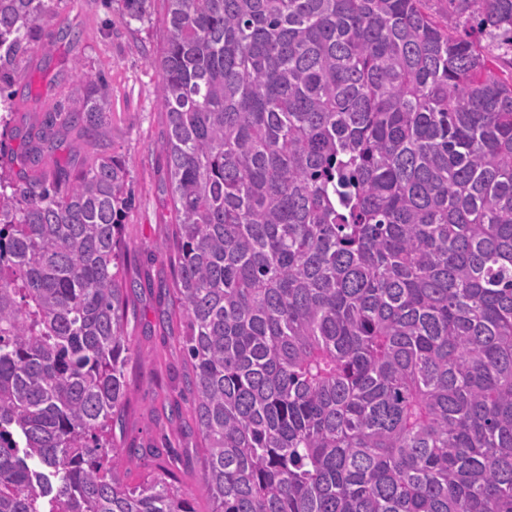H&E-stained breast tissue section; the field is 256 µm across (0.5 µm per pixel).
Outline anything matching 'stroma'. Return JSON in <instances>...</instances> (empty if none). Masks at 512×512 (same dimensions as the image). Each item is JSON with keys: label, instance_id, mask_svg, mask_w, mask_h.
I'll use <instances>...</instances> for the list:
<instances>
[{"label": "stroma", "instance_id": "stroma-1", "mask_svg": "<svg viewBox=\"0 0 512 512\" xmlns=\"http://www.w3.org/2000/svg\"><path fill=\"white\" fill-rule=\"evenodd\" d=\"M63 24L80 30L81 41L62 38L58 30ZM162 28L159 11L152 23L141 24L127 21L119 6L105 8L102 0H64L59 17L40 22L19 67L11 125L20 135L6 146L22 153L24 134L73 93L75 62L105 74L110 135L99 148L119 155L129 169L135 204L123 217L122 242L129 257L126 272L142 283L128 309L133 357L125 371L127 409L113 425L112 438L121 448L172 449L197 512H210L212 503L199 483L191 397L183 383L179 339L186 324L172 316L164 296L174 286V274L161 252L171 237L166 158L160 149L166 125L153 65L162 47Z\"/></svg>", "mask_w": 512, "mask_h": 512}]
</instances>
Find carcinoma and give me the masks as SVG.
Here are the masks:
<instances>
[{
    "label": "carcinoma",
    "instance_id": "1",
    "mask_svg": "<svg viewBox=\"0 0 512 512\" xmlns=\"http://www.w3.org/2000/svg\"><path fill=\"white\" fill-rule=\"evenodd\" d=\"M62 0H0V107ZM149 22L154 0H119ZM165 257L211 512H512V0H163ZM0 177V512H196L126 482L129 170L107 79ZM90 150V147H82L75 135H68L64 140L60 149L56 152V158L62 162H69L71 166L78 168Z\"/></svg>",
    "mask_w": 512,
    "mask_h": 512
}]
</instances>
